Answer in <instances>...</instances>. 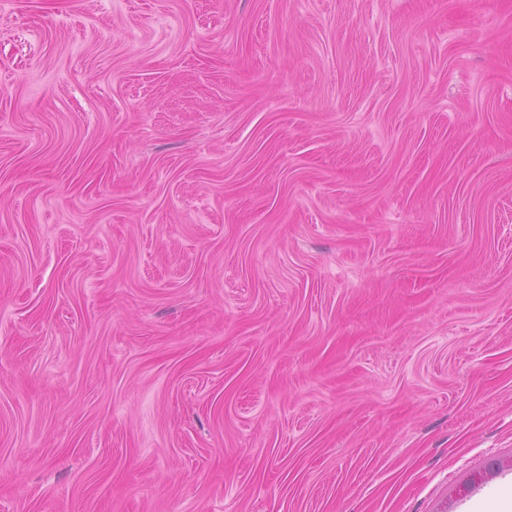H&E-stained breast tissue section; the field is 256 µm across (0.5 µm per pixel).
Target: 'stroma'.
<instances>
[{
  "label": "stroma",
  "instance_id": "35a3bbf8",
  "mask_svg": "<svg viewBox=\"0 0 512 512\" xmlns=\"http://www.w3.org/2000/svg\"><path fill=\"white\" fill-rule=\"evenodd\" d=\"M512 0H0V512H512Z\"/></svg>",
  "mask_w": 512,
  "mask_h": 512
}]
</instances>
